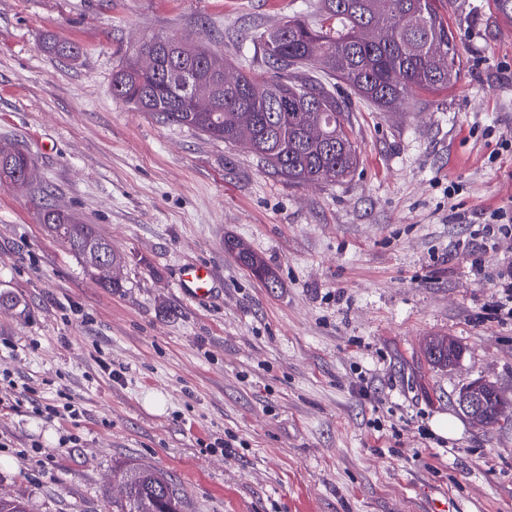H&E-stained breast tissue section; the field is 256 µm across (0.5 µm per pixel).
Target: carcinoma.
<instances>
[{"label": "carcinoma", "instance_id": "1", "mask_svg": "<svg viewBox=\"0 0 512 512\" xmlns=\"http://www.w3.org/2000/svg\"><path fill=\"white\" fill-rule=\"evenodd\" d=\"M318 17L292 16L257 36L272 76L258 79L251 69L234 65L217 50L191 57L181 41L152 39L139 56L112 75V96L162 122L195 130L224 143L239 144L240 129L252 133L248 149L292 184H342L355 173L360 156L348 126L346 99L340 91L398 112L416 92L454 87L463 71L457 38L440 0H315ZM43 49L74 61L80 48L49 37ZM232 69L230 81L217 74ZM203 97L210 109H194ZM30 156L0 146V183H34ZM45 230L61 241L101 287H123L124 257L112 250L96 226L46 205L40 212ZM227 250L268 288L278 287L276 273L244 242L229 239ZM112 261V278L89 264L91 251ZM425 354L438 367L453 365L461 354L449 336H432ZM483 403L486 424L502 419L503 404L482 382L464 389ZM116 512H182V497L168 475L149 466H129L120 474Z\"/></svg>", "mask_w": 512, "mask_h": 512}]
</instances>
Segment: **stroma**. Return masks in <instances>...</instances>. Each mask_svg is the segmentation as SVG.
Instances as JSON below:
<instances>
[{
    "label": "stroma",
    "instance_id": "1",
    "mask_svg": "<svg viewBox=\"0 0 512 512\" xmlns=\"http://www.w3.org/2000/svg\"><path fill=\"white\" fill-rule=\"evenodd\" d=\"M314 0H0V144L36 184H0V495L29 512H112L119 470L178 484L183 512H512V421L478 427L459 392L512 397V316L498 274L512 239V23L494 0H449L461 81L404 111L351 98V179L292 185L243 147L113 98L112 75L155 37L209 43L269 77L256 36ZM53 35L77 60L45 52ZM81 216L125 255L101 288L38 214ZM276 272L266 287L224 242ZM188 263L217 294L179 288ZM447 334L458 363L422 346ZM111 363L103 371L102 363ZM72 397L79 421L36 408ZM441 414L459 431L433 432ZM225 440L229 449L215 448ZM490 218L496 222L485 224V235L486 239H489L492 245L496 246L502 238L512 236V225L509 224L512 222V217L508 219L507 223L498 222L507 218V211H504L503 208H498L490 214ZM178 283L191 299L203 302L215 292V278L211 270L200 265H186L182 268Z\"/></svg>",
    "mask_w": 512,
    "mask_h": 512
}]
</instances>
